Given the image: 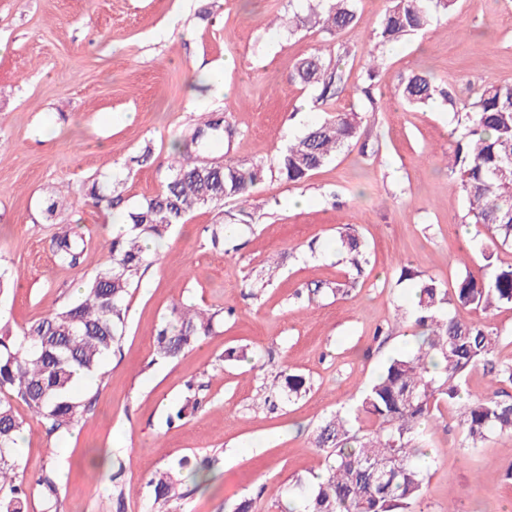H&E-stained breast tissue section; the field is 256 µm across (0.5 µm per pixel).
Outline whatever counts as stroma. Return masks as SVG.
I'll return each mask as SVG.
<instances>
[{
  "mask_svg": "<svg viewBox=\"0 0 512 512\" xmlns=\"http://www.w3.org/2000/svg\"><path fill=\"white\" fill-rule=\"evenodd\" d=\"M390 0H356L357 23L336 36L316 28L289 33L280 20L306 14L309 0H0V265L19 277L0 296V329L18 332L75 300L107 262L110 218L154 196L171 146L202 114H222L235 132L216 148L224 161L250 165L286 150L334 112H364L363 144L294 185L269 175L248 199L224 202V221L252 216L224 247H213L214 210L194 209L155 248L156 261L128 298L122 351L101 377L85 423L63 439L47 435L23 403L19 455L26 473L58 470L60 512H111L114 485L124 512H148L154 473L180 458L205 462L210 480L185 482L177 512H227L252 499L256 512H280L289 484L324 471L312 446L317 427L354 409L386 361L408 351L410 268L452 288L484 260L477 228L446 166L456 126L443 100L411 108L402 77L426 73L462 100L488 83L512 84V0H457L424 32L378 50L374 98L358 90L372 34ZM341 57L347 82L327 104L296 79L313 53ZM233 59L223 86L205 74ZM377 111H370V103ZM153 156L135 165L145 146ZM114 175L121 210L93 207L84 188ZM64 207L46 211L48 199ZM82 233L78 267L61 265L57 227ZM351 225L366 248L350 265L338 231ZM233 308L213 336L172 361L153 362L152 338L175 303ZM449 312L496 328L498 358L512 360V308ZM247 346L255 363L227 360ZM301 374L305 393L270 410L265 387L283 370ZM202 385L205 405L168 424L186 383ZM459 403H440L424 431L433 456L412 512H512V436L461 444Z\"/></svg>",
  "mask_w": 512,
  "mask_h": 512,
  "instance_id": "obj_1",
  "label": "stroma"
}]
</instances>
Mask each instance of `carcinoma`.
Returning <instances> with one entry per match:
<instances>
[{"label": "carcinoma", "mask_w": 512, "mask_h": 512, "mask_svg": "<svg viewBox=\"0 0 512 512\" xmlns=\"http://www.w3.org/2000/svg\"><path fill=\"white\" fill-rule=\"evenodd\" d=\"M322 10L288 18V27L319 28L337 34L356 25L354 0H321ZM457 0H392L373 33L375 46L385 47L425 30L440 11L451 13ZM300 82L318 91L325 103L345 82L339 65L312 55L299 63ZM401 97L411 106L428 105L444 97L464 127L453 146L450 172L458 181L473 224L486 231L488 244L478 243L490 274L472 272L459 278L453 292L432 279L419 282L413 309L414 324L422 329L415 351L388 360L365 391L355 414L338 413L326 419L313 439L326 453L325 478L309 486L297 481L288 494L284 512H409L423 496L428 454L423 429L440 401L461 399L467 374L482 365L491 376L480 396L461 406L462 445L478 448L494 433L512 434V396L504 399L503 385H512V363L495 360L498 334L486 323H462L445 306L469 307L488 313L512 306V265H494L493 248L512 246V84H487L472 100L458 101L423 74L407 78ZM365 114L338 112L315 124L269 162L248 167L231 162L201 164L176 158L168 165L159 192L127 213L129 233L112 239L110 260L83 286L81 297L50 315L20 328L18 334L0 335V512H28L27 488L36 489L51 512L58 501L56 467L49 463L27 479H18L17 438L24 421L13 400L22 402L50 436L63 438L91 411L92 401L76 395L81 377L100 374L104 361L122 344L128 313L127 297L153 256L147 242L166 237L184 223L196 207L215 208L226 199H245L274 168L289 183H301L332 161L343 147L361 138ZM224 137L221 123L210 116L189 130L190 142L200 149ZM123 182H92L86 196L99 208L110 210L123 202ZM56 259L69 267L80 263L84 240L64 225L51 240ZM340 248L358 265L363 250L355 230L339 233ZM224 310L172 307L169 318L154 337V357L174 360L213 334ZM180 407L168 418L173 424L189 409L201 405L194 384ZM306 391L301 375L288 374L269 388L268 398L289 401ZM372 428L355 426L361 417ZM201 485L203 469L187 458L155 473L152 512H172L182 498L183 472Z\"/></svg>", "instance_id": "obj_1"}]
</instances>
